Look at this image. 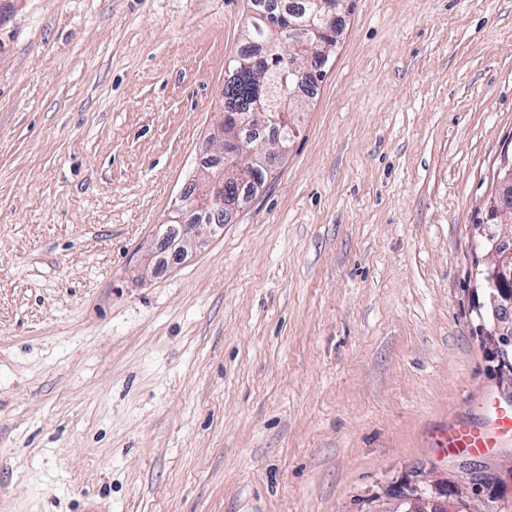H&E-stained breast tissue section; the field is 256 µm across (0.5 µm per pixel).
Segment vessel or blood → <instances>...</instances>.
<instances>
[{
    "mask_svg": "<svg viewBox=\"0 0 512 512\" xmlns=\"http://www.w3.org/2000/svg\"><path fill=\"white\" fill-rule=\"evenodd\" d=\"M480 404L483 409L481 420L451 423L438 437L440 447L482 453L512 445V403L498 392L489 390L482 394Z\"/></svg>",
    "mask_w": 512,
    "mask_h": 512,
    "instance_id": "vessel-or-blood-1",
    "label": "vessel or blood"
}]
</instances>
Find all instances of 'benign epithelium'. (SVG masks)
I'll return each mask as SVG.
<instances>
[{"label": "benign epithelium", "mask_w": 512, "mask_h": 512, "mask_svg": "<svg viewBox=\"0 0 512 512\" xmlns=\"http://www.w3.org/2000/svg\"><path fill=\"white\" fill-rule=\"evenodd\" d=\"M312 17L318 19L326 29L338 27L345 7L344 0H314ZM288 29L294 39L306 44L314 40L317 26L313 22L305 25L291 22ZM239 118L224 113L222 134L224 146L229 153L239 148L237 127ZM224 177L221 174L206 178V184L198 188L192 184L184 187L172 208L168 221L180 224L179 230L170 237L172 255L178 259L189 250L200 245L224 229L222 224H183L180 216L185 212H204L215 208V213L229 214L237 203H227L223 195ZM489 219L497 224L512 222V156L504 152L501 157L497 177V188L488 205ZM478 246L492 258L486 268L485 288L488 289L492 304L500 318L491 326L490 334L499 344L512 343V292L501 290L505 281L512 282V245L506 238L484 235L478 238ZM471 475L481 476L489 481L512 479V466H483L471 470ZM385 507L376 512H457L455 503L448 499V477L435 480L415 478L410 482L395 486V491H383Z\"/></svg>", "instance_id": "benign-epithelium-1"}]
</instances>
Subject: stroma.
<instances>
[{
  "label": "stroma",
  "instance_id": "stroma-1",
  "mask_svg": "<svg viewBox=\"0 0 512 512\" xmlns=\"http://www.w3.org/2000/svg\"><path fill=\"white\" fill-rule=\"evenodd\" d=\"M252 0H0V512H371L486 454L474 226L512 145V0H353L297 135L161 265Z\"/></svg>",
  "mask_w": 512,
  "mask_h": 512
}]
</instances>
